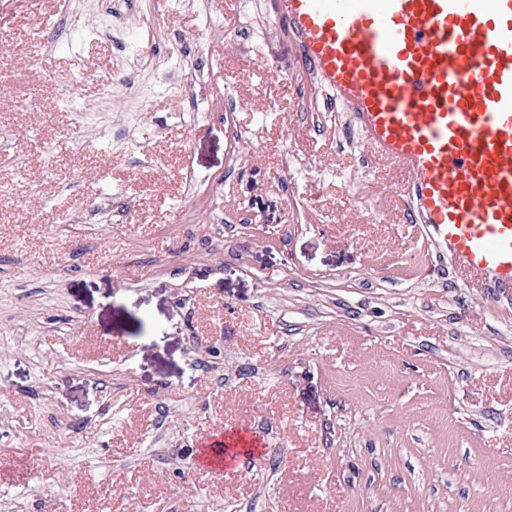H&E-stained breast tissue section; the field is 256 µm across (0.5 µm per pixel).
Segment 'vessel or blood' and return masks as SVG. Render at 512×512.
I'll use <instances>...</instances> for the list:
<instances>
[{
    "label": "vessel or blood",
    "mask_w": 512,
    "mask_h": 512,
    "mask_svg": "<svg viewBox=\"0 0 512 512\" xmlns=\"http://www.w3.org/2000/svg\"><path fill=\"white\" fill-rule=\"evenodd\" d=\"M364 161L407 175L409 221L512 288V0H278Z\"/></svg>",
    "instance_id": "b4317fda"
}]
</instances>
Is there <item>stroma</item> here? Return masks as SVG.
Wrapping results in <instances>:
<instances>
[{
	"mask_svg": "<svg viewBox=\"0 0 512 512\" xmlns=\"http://www.w3.org/2000/svg\"><path fill=\"white\" fill-rule=\"evenodd\" d=\"M71 9L0 0V512H512V292L407 221L274 0H135L124 49ZM227 427L263 447L216 477Z\"/></svg>",
	"mask_w": 512,
	"mask_h": 512,
	"instance_id": "1",
	"label": "stroma"
}]
</instances>
